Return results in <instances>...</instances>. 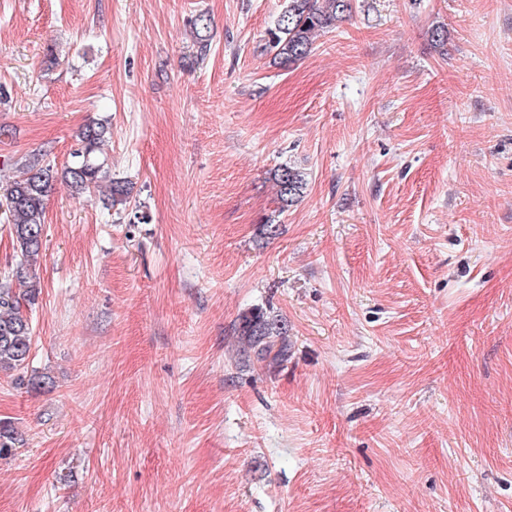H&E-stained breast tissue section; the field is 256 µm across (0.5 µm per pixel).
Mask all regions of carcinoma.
Instances as JSON below:
<instances>
[{
    "label": "carcinoma",
    "instance_id": "carcinoma-1",
    "mask_svg": "<svg viewBox=\"0 0 512 512\" xmlns=\"http://www.w3.org/2000/svg\"><path fill=\"white\" fill-rule=\"evenodd\" d=\"M351 9V0H285L275 24L267 31L265 50L284 66L296 63L311 52L317 33L333 27ZM194 35L199 54H206L207 19H196ZM109 134L106 124L90 121L80 133V147L72 152V162L57 170L34 154L20 163V175L3 188L0 197L11 224L16 259L7 278L0 281V371L20 370L30 357L33 326L25 309L37 304L41 292L36 266L43 248L46 201L51 186L61 180L75 194L89 193L97 187L103 169L94 154ZM273 180L283 209L297 202L306 186L305 173L287 165L275 170ZM15 284L23 290L16 291ZM241 335L242 356L270 364L288 359L285 321L270 318L257 309L243 319Z\"/></svg>",
    "mask_w": 512,
    "mask_h": 512
}]
</instances>
